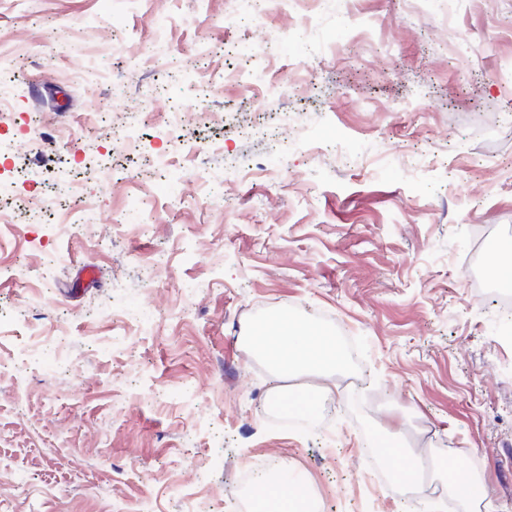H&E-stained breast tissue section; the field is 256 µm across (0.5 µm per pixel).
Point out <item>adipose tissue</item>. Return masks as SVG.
<instances>
[{
    "instance_id": "1",
    "label": "adipose tissue",
    "mask_w": 512,
    "mask_h": 512,
    "mask_svg": "<svg viewBox=\"0 0 512 512\" xmlns=\"http://www.w3.org/2000/svg\"><path fill=\"white\" fill-rule=\"evenodd\" d=\"M241 343L263 358L277 378L305 376V383L296 388L295 400L311 414L318 412L320 397L331 389L330 379L346 362L332 334L288 314L248 325ZM253 495L258 512H310L311 491L300 477L290 484L259 481Z\"/></svg>"
}]
</instances>
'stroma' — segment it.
I'll list each match as a JSON object with an SVG mask.
<instances>
[{
	"instance_id": "obj_1",
	"label": "stroma",
	"mask_w": 512,
	"mask_h": 512,
	"mask_svg": "<svg viewBox=\"0 0 512 512\" xmlns=\"http://www.w3.org/2000/svg\"><path fill=\"white\" fill-rule=\"evenodd\" d=\"M0 82L10 512H239L260 456L325 512H412L371 476L391 407L434 500L463 467L512 512V343L465 281L475 230L512 237V0H0ZM281 312L355 349L327 429L268 413L240 336Z\"/></svg>"
}]
</instances>
